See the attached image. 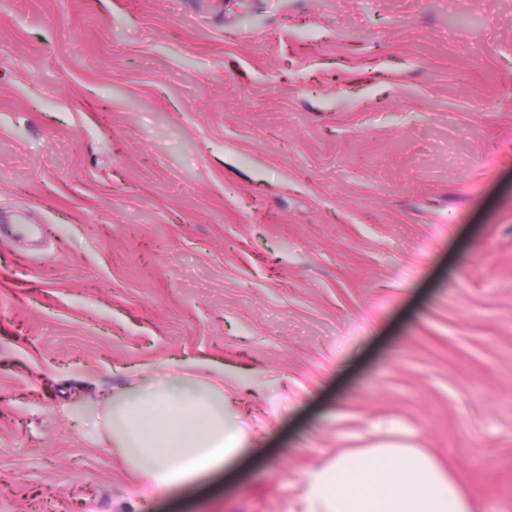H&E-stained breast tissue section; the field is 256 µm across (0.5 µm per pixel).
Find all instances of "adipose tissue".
I'll return each instance as SVG.
<instances>
[{
	"label": "adipose tissue",
	"instance_id": "obj_1",
	"mask_svg": "<svg viewBox=\"0 0 512 512\" xmlns=\"http://www.w3.org/2000/svg\"><path fill=\"white\" fill-rule=\"evenodd\" d=\"M92 429L118 448L154 490L195 483L228 467L246 440L243 419L224 404V389L184 371L99 394ZM301 512H474L464 481L420 448L381 444L337 454L313 469Z\"/></svg>",
	"mask_w": 512,
	"mask_h": 512
}]
</instances>
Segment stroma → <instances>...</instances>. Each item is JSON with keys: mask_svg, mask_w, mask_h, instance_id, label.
Here are the masks:
<instances>
[{"mask_svg": "<svg viewBox=\"0 0 512 512\" xmlns=\"http://www.w3.org/2000/svg\"><path fill=\"white\" fill-rule=\"evenodd\" d=\"M0 0V512H299L400 442L512 512V0ZM244 405L151 491L96 393Z\"/></svg>", "mask_w": 512, "mask_h": 512, "instance_id": "obj_1", "label": "stroma"}]
</instances>
